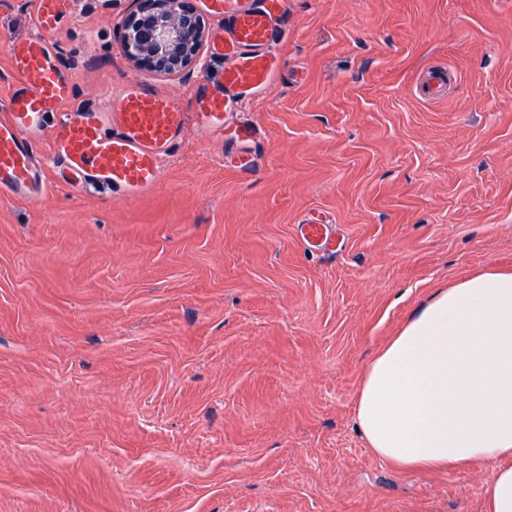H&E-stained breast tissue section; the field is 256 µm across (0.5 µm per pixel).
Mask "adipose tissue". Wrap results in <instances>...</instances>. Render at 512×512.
<instances>
[{
	"mask_svg": "<svg viewBox=\"0 0 512 512\" xmlns=\"http://www.w3.org/2000/svg\"><path fill=\"white\" fill-rule=\"evenodd\" d=\"M356 418L402 471L497 463L486 512H512V268L435 289L368 363Z\"/></svg>",
	"mask_w": 512,
	"mask_h": 512,
	"instance_id": "adipose-tissue-1",
	"label": "adipose tissue"
}]
</instances>
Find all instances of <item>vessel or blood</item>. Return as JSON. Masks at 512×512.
Listing matches in <instances>:
<instances>
[{
	"label": "vessel or blood",
	"mask_w": 512,
	"mask_h": 512,
	"mask_svg": "<svg viewBox=\"0 0 512 512\" xmlns=\"http://www.w3.org/2000/svg\"><path fill=\"white\" fill-rule=\"evenodd\" d=\"M224 24L210 40V52L224 59L223 71L195 95L186 116L180 101L132 81L104 108L63 112L73 95V77L58 62L50 35L71 12V0H37V34L5 48L19 84L0 119V194L34 197L42 186L41 167L30 137L52 125L50 160L72 186L100 185L129 197L155 188L163 160L178 144L187 120L217 137L235 105L266 88L277 76L273 44L281 35L289 0H207ZM450 74L435 68L422 78L425 98L444 93ZM303 241L321 251L336 247L330 225L312 220L299 227Z\"/></svg>",
	"instance_id": "b4317fda"
}]
</instances>
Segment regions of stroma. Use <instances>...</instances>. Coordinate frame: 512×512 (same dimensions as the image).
I'll use <instances>...</instances> for the list:
<instances>
[{
	"instance_id": "35a3bbf8",
	"label": "stroma",
	"mask_w": 512,
	"mask_h": 512,
	"mask_svg": "<svg viewBox=\"0 0 512 512\" xmlns=\"http://www.w3.org/2000/svg\"><path fill=\"white\" fill-rule=\"evenodd\" d=\"M141 0H72V112L129 81ZM274 81L223 138L188 123L157 188L0 196V512H485L492 462L402 472L356 425L367 363L434 289L512 267V0H290ZM36 0L0 12L4 44ZM446 94L420 98L431 68ZM251 122L258 170L226 166ZM336 228L309 248L298 224Z\"/></svg>"
}]
</instances>
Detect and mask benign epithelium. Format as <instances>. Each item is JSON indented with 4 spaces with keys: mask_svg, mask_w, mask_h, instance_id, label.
Returning <instances> with one entry per match:
<instances>
[{
    "mask_svg": "<svg viewBox=\"0 0 512 512\" xmlns=\"http://www.w3.org/2000/svg\"><path fill=\"white\" fill-rule=\"evenodd\" d=\"M119 29L120 48L129 61L167 75L194 68L208 37L193 0H144Z\"/></svg>",
    "mask_w": 512,
    "mask_h": 512,
    "instance_id": "1",
    "label": "benign epithelium"
}]
</instances>
